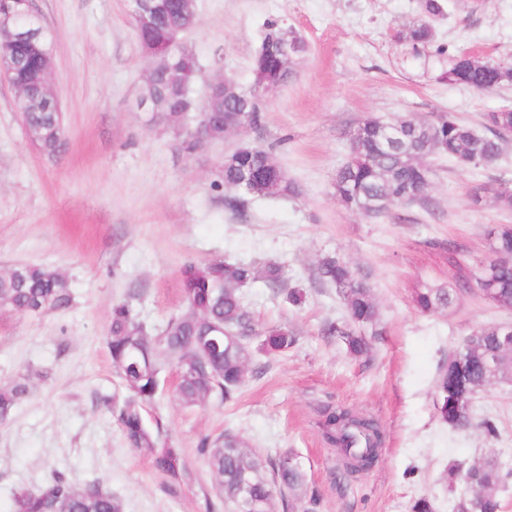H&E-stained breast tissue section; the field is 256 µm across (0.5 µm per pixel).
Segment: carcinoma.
<instances>
[{
	"instance_id": "1",
	"label": "carcinoma",
	"mask_w": 512,
	"mask_h": 512,
	"mask_svg": "<svg viewBox=\"0 0 512 512\" xmlns=\"http://www.w3.org/2000/svg\"><path fill=\"white\" fill-rule=\"evenodd\" d=\"M152 18L140 24L136 4H131L130 17L140 50L167 51L173 29L185 24L187 0H152ZM421 22L397 38L413 47H426L435 38L429 18L443 13V0H420ZM282 26L267 25V32L257 50L252 70L280 72L287 83L290 72L279 71L275 39ZM49 38L32 43L8 46L17 67L11 74L15 87L30 100L24 113L26 131L40 151L57 156L65 144V129L59 110L47 101L43 89L46 61L43 51ZM173 70L158 72L143 91L151 111L163 121L179 141L185 153L196 150L192 118L197 109L193 90L184 82L187 73L197 70L194 54L184 48L171 59ZM441 79L466 85L478 92H490L512 82V67L493 60H473L458 65L453 58L441 73ZM252 90L240 89L237 96L222 88L211 89L210 112L206 120L215 133L233 130L245 122L256 126L262 116L252 111ZM512 125V112H486L480 134L454 116L441 115L435 120H417L400 116L392 120L367 117L350 132L351 150L336 171L334 190L342 205L366 217L382 218L392 209L411 202L410 195L431 181L434 170L429 159L445 157L464 166H491L501 155L503 145L497 131ZM272 156L257 149L233 155L224 161L221 184L233 189L236 201L250 198L245 191L246 175L273 172ZM490 256L481 262L480 287L495 292L496 305L512 309V224H503L489 233ZM319 279L336 288L347 309L349 323L330 324L329 333L343 338L350 353L368 352L369 343L363 328L377 317L372 288L348 263L334 255L323 257L317 267ZM183 307L171 314L158 329H150L138 317L129 300L112 306L107 334V348L113 366L126 390L120 400L109 403L123 434L133 448H145L155 468L169 480L178 482L188 475L182 450L161 439L160 428L145 419V408L156 401L165 368L190 366V372L179 377L176 393L188 408L204 407L212 400L233 401L244 382L251 361V344L259 341L258 350L276 357L296 343L295 331L286 326L260 329L244 304V289L258 281L270 288L282 283V267L276 262L261 266L253 263L215 259L205 263L187 261L180 268ZM71 292L68 281L56 270L21 264L0 272V310L38 316L50 309L69 306ZM414 301L423 312L446 307L451 293L445 288H419ZM235 338L230 345L214 339V329ZM502 328L489 326L462 338L447 364L443 366L436 390L448 402L436 408L438 418L451 428L461 421L471 423L463 412L490 380L512 373V354L501 350ZM29 394L28 376L21 375L0 387V424L8 423L17 407ZM317 426L324 443L346 457L374 461L384 432L377 420L350 408L325 404L318 410ZM199 451L207 458L217 490L236 512H274L275 496L282 507L290 506L289 496L304 488L305 478L293 462L290 450L267 463L248 448L236 435L229 433L200 439ZM468 483L479 489V501L465 499L458 512H500L497 489L512 479V470H503L496 462L487 461L463 470ZM13 512H122L121 504L100 484L80 486L62 474L37 494L21 493L13 503Z\"/></svg>"
}]
</instances>
